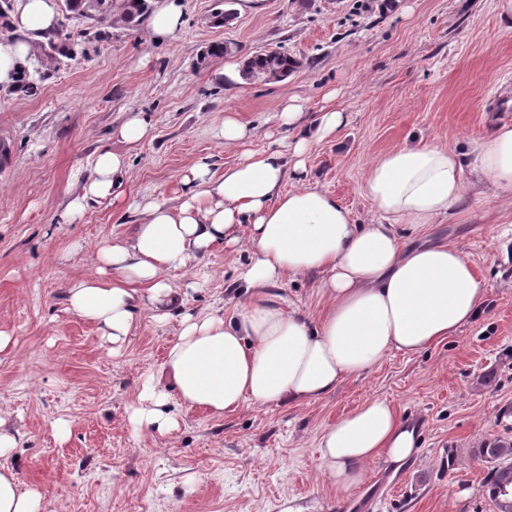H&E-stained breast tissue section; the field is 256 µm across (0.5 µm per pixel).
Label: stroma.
Returning a JSON list of instances; mask_svg holds the SVG:
<instances>
[{
    "label": "stroma",
    "instance_id": "35a3bbf8",
    "mask_svg": "<svg viewBox=\"0 0 512 512\" xmlns=\"http://www.w3.org/2000/svg\"><path fill=\"white\" fill-rule=\"evenodd\" d=\"M232 10L224 26L215 13ZM184 24L166 42L147 25L64 20L82 33L83 55L49 64L38 95L0 91V412L22 434L8 458L21 483L43 494L42 512H496L483 486L479 443L512 439V190L465 169V196L413 242H448L474 262L484 288L480 319L412 356L388 354L368 372L303 404H245L214 417L181 411L177 431L136 430L127 407L179 333L182 312H233L247 300L236 269L247 246L215 243L169 272L187 293L166 324L149 305L120 350L98 326L68 310L66 290L95 273L97 249L130 237L137 202L178 205L182 178L200 160L223 173L238 150L214 130L225 117L254 127L249 147L280 148L278 106L298 98L301 125L333 108L346 120L311 145L305 184L333 194L363 224L375 214L362 191L371 161L419 138L463 149L467 136L512 123V31L495 0H183ZM229 58L196 68L212 43ZM281 50L302 65L276 82L213 80L225 61ZM139 113L150 133L122 142L116 131ZM124 154L118 198L61 216L91 175L101 149ZM206 284L189 290L198 273ZM320 273L289 277L271 293L317 314ZM369 398L386 400L418 429L400 468L368 465L345 494L322 478L317 439ZM68 424L58 438L56 420Z\"/></svg>",
    "mask_w": 512,
    "mask_h": 512
}]
</instances>
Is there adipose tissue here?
Wrapping results in <instances>:
<instances>
[{"mask_svg": "<svg viewBox=\"0 0 512 512\" xmlns=\"http://www.w3.org/2000/svg\"><path fill=\"white\" fill-rule=\"evenodd\" d=\"M57 21V0H17L14 33L0 38V90L12 87L17 66ZM342 121V112L327 110L286 150L257 153L246 148L251 130L225 118L216 135L240 148L238 161L220 176L207 161L198 162L184 178L189 190L179 206L137 204L130 238L97 251L113 279L70 285L69 309L118 345L133 335L141 301L151 303L155 320H168L180 296L168 271L188 267L216 242L252 250L237 270L249 301L230 318L218 310L182 314L160 377H147L129 408L133 425L164 436L177 430L180 407L220 417L246 403L315 400L388 354L419 353L481 316L484 290L473 261L453 244H414L401 231L417 232L453 215L464 197L463 157L472 159L477 177L512 189V125L469 137L462 155L425 139L389 149L369 164L363 182L378 220L360 224L326 191L283 188L304 170L309 145L331 136ZM125 175L124 156L101 150L66 217L111 196ZM313 271L322 274L318 318L285 310L270 296L286 275ZM19 438L0 414V512H40V493L24 487L7 463ZM415 445L412 426L386 401L371 398L322 431L320 471L328 484L347 491L363 481L370 462L401 466Z\"/></svg>", "mask_w": 512, "mask_h": 512, "instance_id": "adipose-tissue-1", "label": "adipose tissue"}]
</instances>
